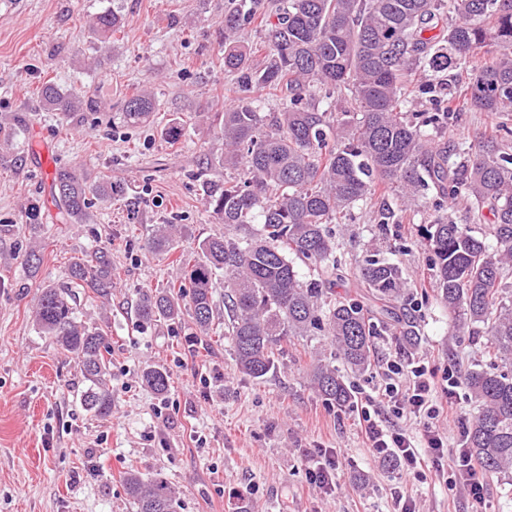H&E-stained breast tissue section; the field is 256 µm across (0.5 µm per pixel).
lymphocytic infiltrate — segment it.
<instances>
[{
    "label": "lymphocytic infiltrate",
    "mask_w": 512,
    "mask_h": 512,
    "mask_svg": "<svg viewBox=\"0 0 512 512\" xmlns=\"http://www.w3.org/2000/svg\"><path fill=\"white\" fill-rule=\"evenodd\" d=\"M456 387L452 373L438 375L421 365L407 370L398 361H387L375 392L359 402V422L365 447L373 457L394 459L417 475L435 469L449 482L468 484L474 503L480 505L485 493L475 463L467 449L449 447L439 427L448 418ZM417 419L424 422L418 438L408 426Z\"/></svg>",
    "instance_id": "lymphocytic-infiltrate-1"
}]
</instances>
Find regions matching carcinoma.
<instances>
[{"label":"carcinoma","mask_w":512,"mask_h":512,"mask_svg":"<svg viewBox=\"0 0 512 512\" xmlns=\"http://www.w3.org/2000/svg\"><path fill=\"white\" fill-rule=\"evenodd\" d=\"M255 15L254 0H238L224 16V71L238 75L244 96L224 108V157L205 174L206 208L235 234L205 238L182 256L180 291L174 287L143 294L137 304L145 323L180 319L185 299L202 334L215 317L216 275L224 276V339L238 370L254 379L274 372L282 342L322 332L333 338L352 368L368 367L374 326L355 298L333 300L330 288L340 270L336 238L329 224L380 189L395 188L408 206L419 187L433 188L439 201L425 230L434 296L448 308L452 327L492 350L494 361L465 375L477 410L464 432V447L491 476H512V127L500 123L475 147L450 141L436 146L430 132L451 124L457 106L512 115V0H287L267 23L268 54L260 68L237 33ZM122 19L97 15L91 31L116 32ZM487 59L470 68L469 82L448 97L441 112L408 117L404 78L429 67L437 72L471 62L478 50ZM251 87L283 93L282 109L269 119ZM324 92L315 101L312 92ZM39 94L52 108L75 112L80 92L44 83ZM143 91L125 101L123 121L147 122L155 111ZM242 178L224 180L223 170ZM53 184L67 216L87 217L88 195L110 198L112 182L92 185L76 169H57ZM459 201L472 218L490 215L488 231L473 230L442 212L443 200ZM262 225L261 233L248 225ZM152 247L175 248L172 226L160 227ZM314 267L303 280L296 261ZM69 282L41 288L35 325L73 355L85 382L82 406L112 415L106 384L111 351L102 330L76 315L74 289L112 293V261L100 247L72 261ZM359 280L376 303L383 326L406 339L417 334L403 307V270L379 253L368 256ZM312 380L325 401L340 408L352 392L336 367L318 364ZM142 381L159 395L169 389L168 373L148 367ZM125 488L135 512H177L175 488L157 474L128 472Z\"/></svg>","instance_id":"carcinoma-1"}]
</instances>
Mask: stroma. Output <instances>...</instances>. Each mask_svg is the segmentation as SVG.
I'll return each mask as SVG.
<instances>
[{"mask_svg": "<svg viewBox=\"0 0 512 512\" xmlns=\"http://www.w3.org/2000/svg\"><path fill=\"white\" fill-rule=\"evenodd\" d=\"M229 7L230 0H0V512H134L123 481L131 468L164 474L179 512H238L243 503L249 512H395L400 494L419 512H471L464 487L368 454L357 410L317 393L314 365L341 364L330 337L288 340L277 370L256 380L237 369L223 315L209 336L187 310L174 323L137 320L141 295L175 281L180 253L224 234L196 176L223 156L220 117L237 99L221 36ZM105 11L124 25L99 40L88 25ZM48 80L80 89L90 108L68 118L48 110L39 96ZM144 89L157 109L149 123L128 126L123 104ZM175 122L182 134L173 141L166 130ZM59 167L110 180L119 193L93 199L88 219L74 223L54 195ZM35 200L37 222L23 223ZM432 205L426 189L405 209L391 193L354 205L350 220L333 227L345 263L333 295L356 291L355 273L374 248L413 282H431L419 228ZM382 222L388 232L379 231ZM162 224L178 225V250L147 248ZM99 246L110 251L112 294L80 295L77 315L112 344L106 418L81 405L75 359L38 332L33 314L41 287L65 282L71 259ZM31 253L39 258L33 269L24 264ZM416 304L417 341L392 330L375 337L369 368L347 375L354 390H369L393 357L423 360L438 374L452 369L460 380L485 363L483 346L453 334L439 301ZM149 366L169 373L167 394L142 382ZM323 448L340 453L329 494L309 474Z\"/></svg>", "mask_w": 512, "mask_h": 512, "instance_id": "obj_1", "label": "stroma"}]
</instances>
